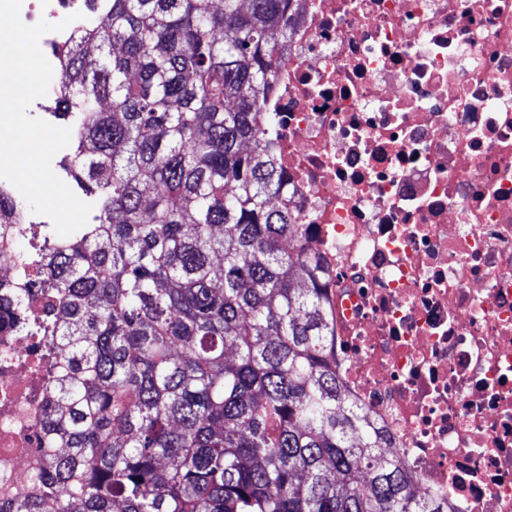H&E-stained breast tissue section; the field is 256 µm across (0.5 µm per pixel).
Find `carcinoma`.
<instances>
[{
    "label": "carcinoma",
    "mask_w": 512,
    "mask_h": 512,
    "mask_svg": "<svg viewBox=\"0 0 512 512\" xmlns=\"http://www.w3.org/2000/svg\"><path fill=\"white\" fill-rule=\"evenodd\" d=\"M56 50L94 223L0 282L60 366L42 499L0 512H448L341 389L264 111L291 0H108ZM93 45L98 53L88 52Z\"/></svg>",
    "instance_id": "cac0c4a2"
}]
</instances>
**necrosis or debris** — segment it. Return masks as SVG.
I'll return each mask as SVG.
<instances>
[{"mask_svg": "<svg viewBox=\"0 0 512 512\" xmlns=\"http://www.w3.org/2000/svg\"><path fill=\"white\" fill-rule=\"evenodd\" d=\"M267 109L347 395L417 494L512 512V0H297ZM44 382L0 329V501L42 494Z\"/></svg>", "mask_w": 512, "mask_h": 512, "instance_id": "4bbe7bcc", "label": "necrosis or debris"}]
</instances>
